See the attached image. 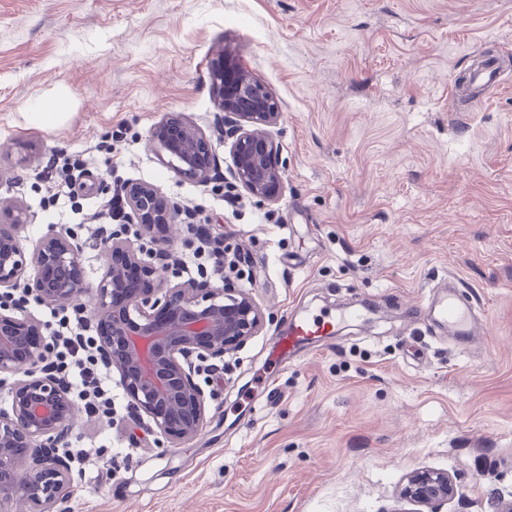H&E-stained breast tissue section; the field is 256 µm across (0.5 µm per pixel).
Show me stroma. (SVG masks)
<instances>
[{
    "label": "stroma",
    "instance_id": "obj_1",
    "mask_svg": "<svg viewBox=\"0 0 512 512\" xmlns=\"http://www.w3.org/2000/svg\"><path fill=\"white\" fill-rule=\"evenodd\" d=\"M502 42L512 0H0V207L28 208L24 251L65 230L97 283L104 232L154 250L107 208L120 185L148 182L182 222L240 248L238 285L266 317L204 386L197 438L170 446L122 393L111 418L79 414L67 440L90 464L67 512H396L418 469L462 488L443 512L512 500V85L448 105L469 53ZM218 62L280 104L266 130L285 167L278 203L230 174ZM58 99L56 121L34 119ZM170 113L210 133L211 183L160 162L154 130ZM451 274L486 325L465 354L411 320ZM351 305L363 319L271 368L292 316Z\"/></svg>",
    "mask_w": 512,
    "mask_h": 512
}]
</instances>
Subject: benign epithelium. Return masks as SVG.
I'll return each instance as SVG.
<instances>
[{
  "label": "benign epithelium",
  "mask_w": 512,
  "mask_h": 512,
  "mask_svg": "<svg viewBox=\"0 0 512 512\" xmlns=\"http://www.w3.org/2000/svg\"><path fill=\"white\" fill-rule=\"evenodd\" d=\"M209 77L224 112V137L231 140V176L258 201L278 202L283 171L264 132L281 116L277 103L241 70L226 74L224 67H213ZM156 143L160 160L176 174L210 180V139L184 115L164 117ZM124 193L127 218L154 233L156 258L166 256L167 231L177 223L181 206L147 183H128ZM31 221L20 203L0 210V375L13 378L10 408L0 409V512H8L17 499L32 504L35 512H50L65 498L69 467L49 449L64 441L80 413L65 382L44 365L51 350L49 327L5 302L14 291L22 290L25 301L37 305H71L90 295L100 360L117 370L133 412L147 416L175 446L196 437L206 418L192 360H222L265 325L261 308L233 281L171 285L157 280L158 268L119 235L105 239L109 261L92 287L80 267L79 247L67 232L49 231L31 255L25 254L20 233ZM400 494L438 512L462 490L445 472L418 470L405 478Z\"/></svg>",
  "instance_id": "obj_1"
}]
</instances>
